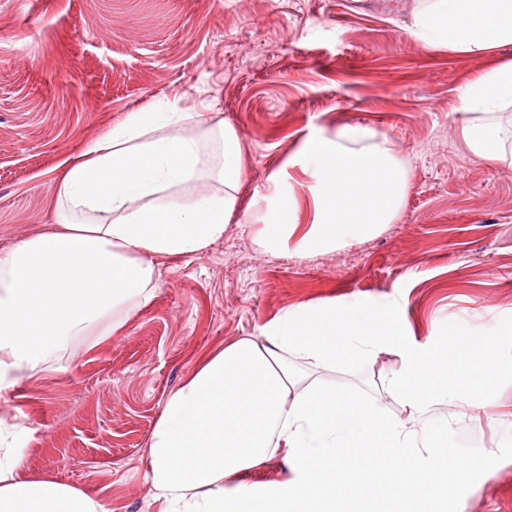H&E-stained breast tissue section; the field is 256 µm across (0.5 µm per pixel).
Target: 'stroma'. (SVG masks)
Segmentation results:
<instances>
[{
    "label": "stroma",
    "mask_w": 512,
    "mask_h": 512,
    "mask_svg": "<svg viewBox=\"0 0 512 512\" xmlns=\"http://www.w3.org/2000/svg\"><path fill=\"white\" fill-rule=\"evenodd\" d=\"M415 0H0V251L52 225L55 167L123 112L180 94L209 105L242 142L238 216L206 251L163 266L153 301L123 335L71 341L0 399V430L23 438L17 476H50L112 512H158L143 458L166 397L199 354L300 304L397 299L408 340L444 346L447 325L512 357V164L487 166L460 134L459 89L500 60L425 48ZM361 125L386 135L408 170L398 219L332 250L261 246L275 181L306 230L315 183L297 162L306 137ZM398 354L322 371L326 388L406 414L386 389ZM448 370L483 389L488 423L437 404L469 483L418 512H512V372L469 352Z\"/></svg>",
    "instance_id": "35a3bbf8"
}]
</instances>
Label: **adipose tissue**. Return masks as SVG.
<instances>
[{
	"instance_id": "obj_1",
	"label": "adipose tissue",
	"mask_w": 512,
	"mask_h": 512,
	"mask_svg": "<svg viewBox=\"0 0 512 512\" xmlns=\"http://www.w3.org/2000/svg\"><path fill=\"white\" fill-rule=\"evenodd\" d=\"M413 34L430 49L460 54L512 43V0H417ZM512 109V60L466 83L461 132L490 165L504 161L499 116ZM237 131L186 97L131 108L78 158L63 161L50 199L54 225L0 252V397L33 375L65 340L120 335L162 279V259L222 240L244 172ZM315 182L312 220L299 231L288 189L263 211L264 243L331 249L393 223L407 175L393 142L359 126L313 134L299 152ZM401 304L357 300L297 306L204 352L164 401L146 448V479L159 512H332L337 487L361 500L368 481H396L393 512H410L415 490L439 499L470 463L432 422L436 404L474 407L448 374V353L411 347ZM402 352L388 382L407 414L389 419L362 396L325 390L321 369ZM285 481L260 486L274 460ZM0 452V512H112L94 496L45 476L15 475Z\"/></svg>"
}]
</instances>
